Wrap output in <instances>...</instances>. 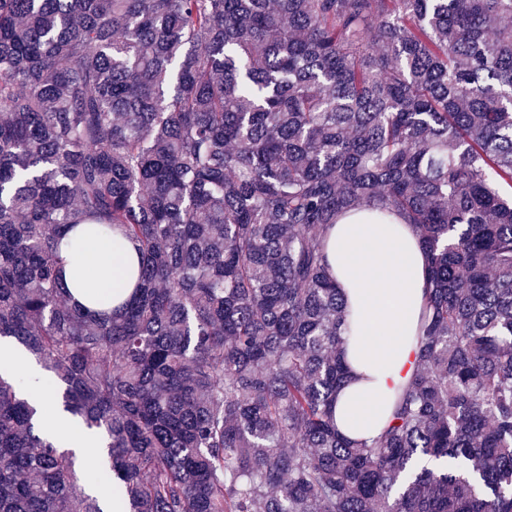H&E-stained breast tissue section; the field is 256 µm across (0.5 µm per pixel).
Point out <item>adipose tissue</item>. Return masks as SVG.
<instances>
[{"label":"adipose tissue","instance_id":"obj_1","mask_svg":"<svg viewBox=\"0 0 512 512\" xmlns=\"http://www.w3.org/2000/svg\"><path fill=\"white\" fill-rule=\"evenodd\" d=\"M78 251L96 264L93 286L102 292L123 284L136 256L118 236ZM327 253L349 326L343 352L348 382L336 398V428L359 441L380 432L394 392L414 368L411 339L424 298L426 256L397 218L388 224L341 220L330 230Z\"/></svg>","mask_w":512,"mask_h":512}]
</instances>
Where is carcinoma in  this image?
<instances>
[{
    "instance_id": "1",
    "label": "carcinoma",
    "mask_w": 512,
    "mask_h": 512,
    "mask_svg": "<svg viewBox=\"0 0 512 512\" xmlns=\"http://www.w3.org/2000/svg\"><path fill=\"white\" fill-rule=\"evenodd\" d=\"M506 188L512 0H0V340L107 457L0 374V512H512ZM362 211L428 270L355 444L325 246ZM117 230L131 297L73 304L63 250ZM57 437L65 445L75 447L78 452L86 455L87 462L94 467L96 464L95 448L90 447L92 442L84 428L75 420L65 414L56 417Z\"/></svg>"
}]
</instances>
